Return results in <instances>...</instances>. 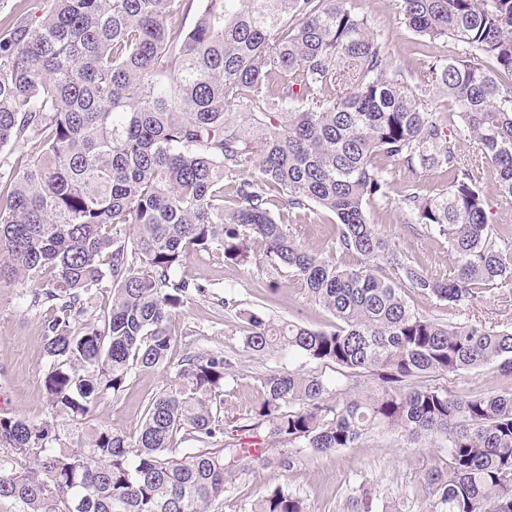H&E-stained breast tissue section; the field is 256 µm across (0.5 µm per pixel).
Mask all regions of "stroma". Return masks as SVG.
Wrapping results in <instances>:
<instances>
[{"mask_svg":"<svg viewBox=\"0 0 512 512\" xmlns=\"http://www.w3.org/2000/svg\"><path fill=\"white\" fill-rule=\"evenodd\" d=\"M392 54L401 55L409 69H416L418 57L411 50L412 33L397 13V0H363ZM416 182L423 193H436L444 179L436 170L411 173L397 170L391 180L387 208L372 211L374 224L390 240L400 261L426 273L448 267V245L437 236L413 229L396 201L408 182ZM179 276L201 284L207 294L193 297L184 305L175 323L176 338L168 353V367L142 371L133 376L119 397L105 398L93 422L137 436L146 400L166 387L176 385V371L189 355L215 352L230 356L234 368L224 378V439L235 444L250 441L270 445L268 422H256L252 409L261 394V381L274 372L294 371L318 374L329 384L341 381L335 365L310 360L300 354L275 349L264 354L244 344L246 321L240 310L278 322H296L312 329H327L332 318L310 300L306 289L288 270L273 271L261 266L238 267L201 252L191 255ZM406 301L418 312L443 322L478 319L488 325L512 328V287L481 302L456 308L434 297L405 290ZM236 301V308H224L223 299ZM43 309L22 304L15 288H0V412L31 421L48 418L43 390L49 361L45 353ZM437 386L455 393L508 391L512 375L491 368L464 371L437 379ZM295 464L282 469L277 463H256L247 473L229 475L223 512H248L259 496L280 488L301 497L307 512H352L353 498L370 495L373 512L397 507L399 512H424V496L415 492L420 474L434 462L433 456L417 448L397 431L372 434L357 447L327 455L309 449H293Z\"/></svg>","mask_w":512,"mask_h":512,"instance_id":"35a3bbf8","label":"stroma"}]
</instances>
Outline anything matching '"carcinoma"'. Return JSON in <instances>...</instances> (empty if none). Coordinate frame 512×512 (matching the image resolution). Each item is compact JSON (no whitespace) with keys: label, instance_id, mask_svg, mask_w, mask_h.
<instances>
[{"label":"carcinoma","instance_id":"1","mask_svg":"<svg viewBox=\"0 0 512 512\" xmlns=\"http://www.w3.org/2000/svg\"><path fill=\"white\" fill-rule=\"evenodd\" d=\"M421 46L393 64L357 0H17L0 32V286L45 308L52 420L0 413V501L11 512H221L234 468L264 458L224 443L222 355H190L154 394L136 439L90 418L138 371L167 362L174 320L200 285L177 276L193 253L286 269L336 319L323 331L246 319L245 346L281 347L372 376L378 392L319 375L261 381L255 418L283 447L316 455L399 430L445 454L419 478L425 512H512V391L456 394L432 376L512 374V330L443 323L404 289L450 306L512 285L506 228L489 224L479 163L512 198V0H398ZM195 12L186 29L178 18ZM448 44L434 55L432 45ZM443 97L475 145L461 153L426 102ZM33 144L23 155L15 148ZM434 168L433 196L399 199L410 223L448 243V270L395 257L371 222L394 169ZM336 221L342 267L292 231ZM108 306L88 307L93 293ZM82 421L67 444L56 419ZM195 442L176 448L177 435ZM250 512H307L282 489Z\"/></svg>","mask_w":512,"mask_h":512}]
</instances>
